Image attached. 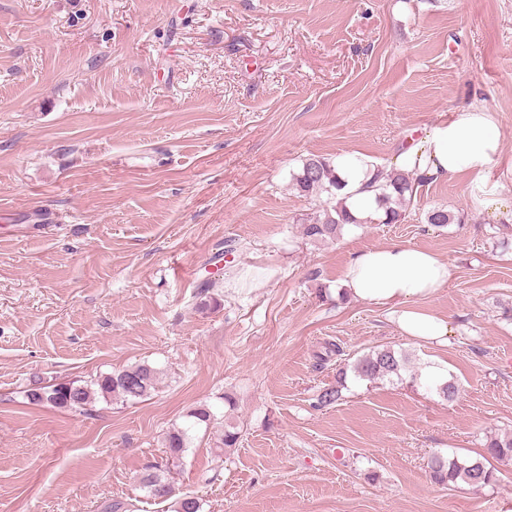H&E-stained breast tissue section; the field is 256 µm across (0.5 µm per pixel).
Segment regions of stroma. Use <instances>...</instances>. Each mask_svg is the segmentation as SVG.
Returning a JSON list of instances; mask_svg holds the SVG:
<instances>
[{"label":"stroma","instance_id":"obj_1","mask_svg":"<svg viewBox=\"0 0 512 512\" xmlns=\"http://www.w3.org/2000/svg\"><path fill=\"white\" fill-rule=\"evenodd\" d=\"M471 105L500 131L486 180H425L401 223L303 237L306 158L390 170ZM437 207L457 223L427 224ZM393 242L448 262L422 303L447 344L339 297L350 259ZM510 307L512 0H0V512H171L139 480L202 405L242 432L224 451L191 431L172 477L202 512H512V461L478 490L428 468L512 430ZM386 346L410 355L402 380L338 379ZM144 361L164 375L136 405L26 397ZM426 377L429 381H442L446 378L448 379L444 369L436 365L428 367ZM433 386L439 397L447 401L454 399L459 393V384L453 377L443 383H436Z\"/></svg>","mask_w":512,"mask_h":512}]
</instances>
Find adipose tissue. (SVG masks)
Returning a JSON list of instances; mask_svg holds the SVG:
<instances>
[{
    "label": "adipose tissue",
    "mask_w": 512,
    "mask_h": 512,
    "mask_svg": "<svg viewBox=\"0 0 512 512\" xmlns=\"http://www.w3.org/2000/svg\"><path fill=\"white\" fill-rule=\"evenodd\" d=\"M499 140L492 113L471 107L428 128L395 162L402 170L435 181L463 173L481 178L498 152ZM336 167L346 182L343 193L350 209L362 219L374 213V195L362 188L369 170L368 159L357 153L348 154L337 160ZM450 277L447 262L437 255L392 243L356 253L344 269L341 285L356 301L391 308L404 335L443 344L451 332L450 323L425 312L418 303L444 288Z\"/></svg>",
    "instance_id": "obj_1"
}]
</instances>
